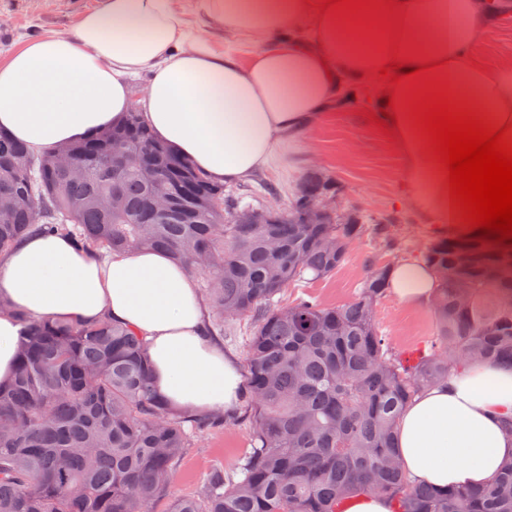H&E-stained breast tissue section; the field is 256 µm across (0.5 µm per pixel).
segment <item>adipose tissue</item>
I'll list each match as a JSON object with an SVG mask.
<instances>
[{
	"mask_svg": "<svg viewBox=\"0 0 512 512\" xmlns=\"http://www.w3.org/2000/svg\"><path fill=\"white\" fill-rule=\"evenodd\" d=\"M406 29L429 60L444 61L456 97L496 127L512 124V59L479 60L485 29L512 10L488 0H406ZM246 46L224 50L191 14ZM381 54L339 33L305 0H104L80 13L72 31L25 40L0 60V132L39 153L121 123L139 106L154 136L216 184L267 170L291 144L359 88L383 108ZM149 81L141 99L132 82ZM393 147L407 204L438 234L468 236L449 202L446 178L408 123ZM402 304L430 303L433 270L413 258L391 268ZM0 384L14 374L16 313L61 322L113 320L146 341L158 393L176 412L234 411L242 378L236 359L204 334L208 310L187 267L152 251L98 256L65 236H30L0 253ZM512 370L484 363L417 397L398 424L399 455L413 480L445 490L480 487L512 459Z\"/></svg>",
	"mask_w": 512,
	"mask_h": 512,
	"instance_id": "1",
	"label": "adipose tissue"
}]
</instances>
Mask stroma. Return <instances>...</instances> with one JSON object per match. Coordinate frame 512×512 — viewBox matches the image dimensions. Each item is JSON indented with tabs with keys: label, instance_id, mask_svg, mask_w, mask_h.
Returning <instances> with one entry per match:
<instances>
[{
	"label": "stroma",
	"instance_id": "stroma-1",
	"mask_svg": "<svg viewBox=\"0 0 512 512\" xmlns=\"http://www.w3.org/2000/svg\"><path fill=\"white\" fill-rule=\"evenodd\" d=\"M101 0H0V54L22 41L48 32H65L79 13ZM318 170L344 188L340 206L361 216L392 219L397 249H388L373 235H364L352 247L347 261L334 274L290 286L277 297L287 305L300 296H312L325 305H343L354 299L365 273L366 261L392 264L404 255H419L433 237L401 204V161L388 136L370 125L362 107L330 111L308 139L282 150L274 167L254 179L228 186L241 205L253 208L287 206L304 175ZM380 330L394 351L415 355L436 333L430 308L411 307L385 294L374 308ZM244 423H226L203 434L186 450L176 477L179 495H195L207 472L216 464L232 468L251 448Z\"/></svg>",
	"mask_w": 512,
	"mask_h": 512
}]
</instances>
